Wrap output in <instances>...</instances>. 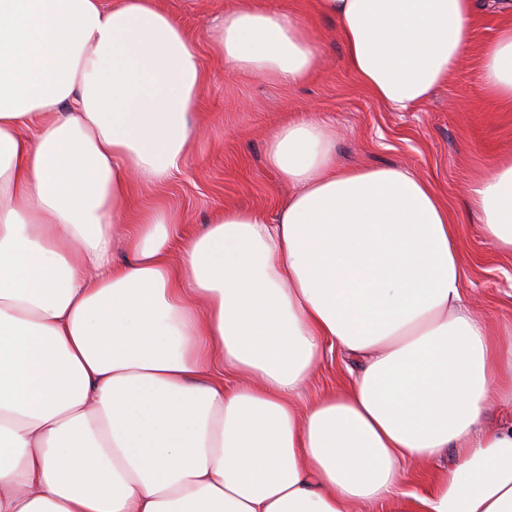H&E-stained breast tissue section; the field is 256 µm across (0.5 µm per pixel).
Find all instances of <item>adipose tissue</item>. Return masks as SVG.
I'll return each instance as SVG.
<instances>
[{
    "instance_id": "1",
    "label": "adipose tissue",
    "mask_w": 512,
    "mask_h": 512,
    "mask_svg": "<svg viewBox=\"0 0 512 512\" xmlns=\"http://www.w3.org/2000/svg\"><path fill=\"white\" fill-rule=\"evenodd\" d=\"M380 104L424 101L506 17L480 90L512 104V0H315ZM207 52L295 86L308 24L239 0ZM203 51L160 0H0V512H512V346L465 302L457 225L399 166L341 168L303 117L266 157L293 188L274 216L226 208L170 259L178 213L124 223L195 139ZM470 204L512 252V155ZM125 250L127 258L112 257ZM358 370L306 412L327 351ZM455 461L428 489L407 461ZM407 488L412 491L422 492L427 488L431 476V468L423 463L410 462L406 465Z\"/></svg>"
}]
</instances>
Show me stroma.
<instances>
[{
    "mask_svg": "<svg viewBox=\"0 0 512 512\" xmlns=\"http://www.w3.org/2000/svg\"><path fill=\"white\" fill-rule=\"evenodd\" d=\"M260 2L314 27L320 44L318 68L304 84L288 86L234 75L218 61L205 59L209 80L202 91L196 143L168 185L141 189L139 206L172 209L189 231L225 207L275 212L291 188L266 162L267 135L284 121L312 113L335 129L341 166L398 165L432 184L458 224L466 297L492 333L512 324V254L496 250L467 212L473 178L501 155L512 153V107L477 86L480 50L495 37L501 16L479 12L471 25L473 50L448 82L416 110L395 112L379 104L345 66L336 26L316 13L315 0ZM234 3L162 0L201 43L212 20ZM348 365L338 353L326 358L305 386L302 403L345 386Z\"/></svg>",
    "mask_w": 512,
    "mask_h": 512,
    "instance_id": "1",
    "label": "stroma"
}]
</instances>
